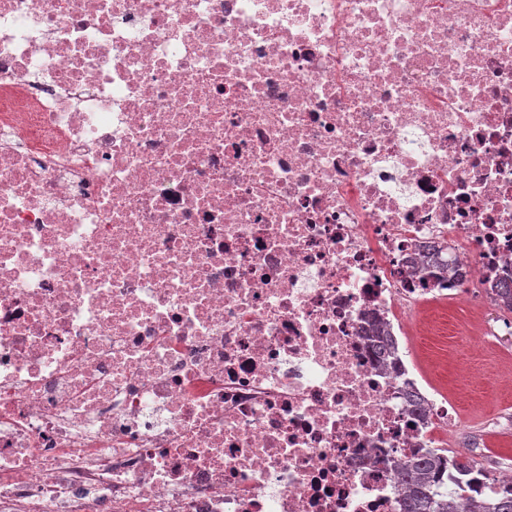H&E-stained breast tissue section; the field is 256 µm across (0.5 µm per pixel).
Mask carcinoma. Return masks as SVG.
<instances>
[{"mask_svg": "<svg viewBox=\"0 0 512 512\" xmlns=\"http://www.w3.org/2000/svg\"><path fill=\"white\" fill-rule=\"evenodd\" d=\"M372 354L380 362L393 361L395 368H401L396 355V344L392 337L381 334L378 324L371 328ZM470 475L473 482H479L483 471L460 457H448L440 450H428L417 455L410 463L401 467L404 493L400 500L401 512H456L449 498L454 492H446L452 475L448 471ZM464 512H512V486L500 487L491 498H471Z\"/></svg>", "mask_w": 512, "mask_h": 512, "instance_id": "carcinoma-1", "label": "carcinoma"}]
</instances>
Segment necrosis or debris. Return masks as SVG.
Listing matches in <instances>:
<instances>
[{"mask_svg":"<svg viewBox=\"0 0 512 512\" xmlns=\"http://www.w3.org/2000/svg\"><path fill=\"white\" fill-rule=\"evenodd\" d=\"M509 277L512 0H0V512H398ZM372 354L379 362L393 360L396 369L401 370V364L396 355V344L391 336H382L378 324H373L371 328Z\"/></svg>","mask_w":512,"mask_h":512,"instance_id":"4bbe7bcc","label":"necrosis or debris"}]
</instances>
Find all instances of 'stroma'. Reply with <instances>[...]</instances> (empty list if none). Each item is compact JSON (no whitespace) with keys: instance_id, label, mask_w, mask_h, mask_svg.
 I'll return each mask as SVG.
<instances>
[{"instance_id":"1","label":"stroma","mask_w":512,"mask_h":512,"mask_svg":"<svg viewBox=\"0 0 512 512\" xmlns=\"http://www.w3.org/2000/svg\"><path fill=\"white\" fill-rule=\"evenodd\" d=\"M413 371L422 392L448 398L472 425L479 447L475 462L495 473L512 470V388L492 387L489 375L475 374L464 334L457 329L433 339L432 348L411 344Z\"/></svg>"}]
</instances>
